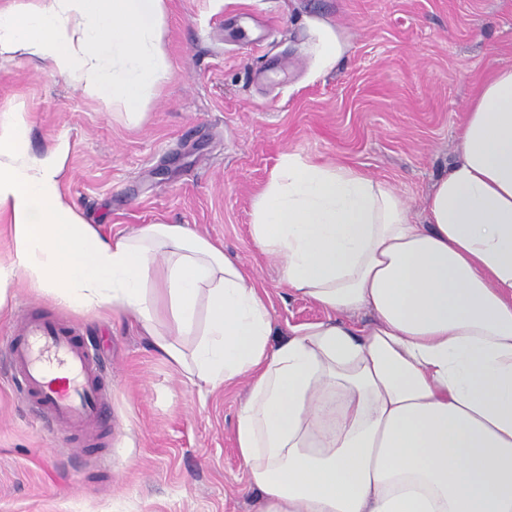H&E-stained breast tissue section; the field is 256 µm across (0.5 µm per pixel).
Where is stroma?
Segmentation results:
<instances>
[{
	"label": "stroma",
	"mask_w": 512,
	"mask_h": 512,
	"mask_svg": "<svg viewBox=\"0 0 512 512\" xmlns=\"http://www.w3.org/2000/svg\"><path fill=\"white\" fill-rule=\"evenodd\" d=\"M165 30L171 78L138 125L23 55L0 63V120L24 105L35 155L69 141L61 191L102 234L185 224L222 245L263 286L277 340L326 316L251 234L281 156L384 181L423 223L471 97L512 65V0H165ZM330 34L345 47L332 65ZM34 310L77 323L101 358L112 444L75 448L0 371V512H257L235 437L247 381L199 393L119 308L76 311L19 282L0 354Z\"/></svg>",
	"instance_id": "35a3bbf8"
}]
</instances>
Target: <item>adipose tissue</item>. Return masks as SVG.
<instances>
[{
    "mask_svg": "<svg viewBox=\"0 0 512 512\" xmlns=\"http://www.w3.org/2000/svg\"><path fill=\"white\" fill-rule=\"evenodd\" d=\"M163 17L164 0L0 7V59L28 55L135 125L170 77ZM30 128L0 120V306L18 280L115 305L199 390L249 379L235 437L260 512H512V65L471 99L424 223L353 167L280 158L252 236L327 316L277 344L223 247L185 224L102 237L61 192L68 141L31 154Z\"/></svg>",
    "mask_w": 512,
    "mask_h": 512,
    "instance_id": "1",
    "label": "adipose tissue"
}]
</instances>
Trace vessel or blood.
<instances>
[{
    "label": "vessel or blood",
    "instance_id": "obj_1",
    "mask_svg": "<svg viewBox=\"0 0 512 512\" xmlns=\"http://www.w3.org/2000/svg\"><path fill=\"white\" fill-rule=\"evenodd\" d=\"M7 364L47 423L70 433L89 432L110 419L109 384L73 323L27 316L10 342Z\"/></svg>",
    "mask_w": 512,
    "mask_h": 512
}]
</instances>
